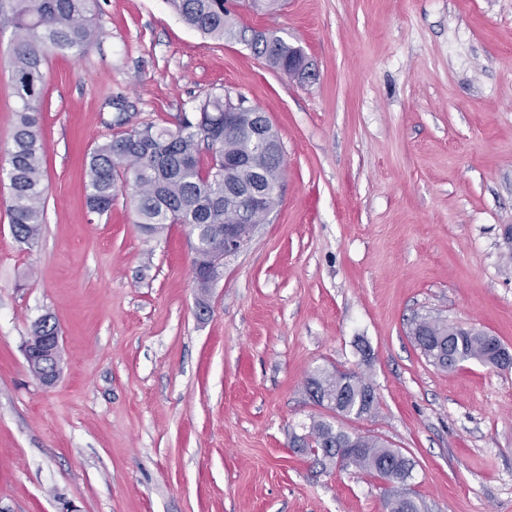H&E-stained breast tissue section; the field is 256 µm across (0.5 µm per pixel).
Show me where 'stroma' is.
<instances>
[{
    "mask_svg": "<svg viewBox=\"0 0 512 512\" xmlns=\"http://www.w3.org/2000/svg\"><path fill=\"white\" fill-rule=\"evenodd\" d=\"M239 37L165 0H98L81 56L49 55L44 224L12 232L13 29L0 22V512H383L387 486L292 448L311 417L416 462L420 512H512V371L430 365L437 318L512 349V0H281ZM300 46L298 79L245 32ZM243 95L284 150L279 202L207 290L183 224L144 232L128 189L86 206L85 155ZM207 313H200V305ZM50 315L61 371L25 342ZM360 374L374 417L317 406L307 379Z\"/></svg>",
    "mask_w": 512,
    "mask_h": 512,
    "instance_id": "1",
    "label": "stroma"
}]
</instances>
